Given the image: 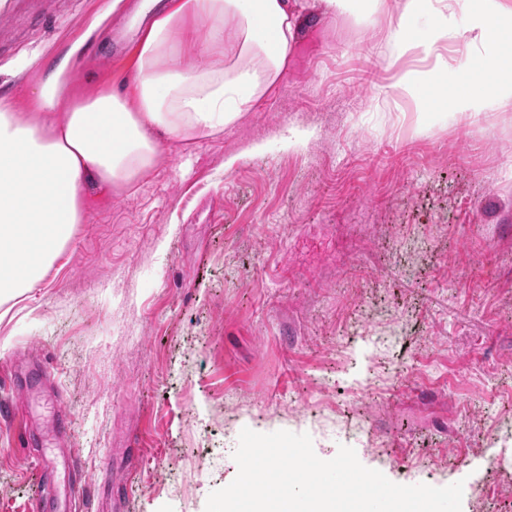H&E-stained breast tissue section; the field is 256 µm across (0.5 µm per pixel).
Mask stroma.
<instances>
[{
	"mask_svg": "<svg viewBox=\"0 0 512 512\" xmlns=\"http://www.w3.org/2000/svg\"><path fill=\"white\" fill-rule=\"evenodd\" d=\"M139 0H0V94L80 43L78 88L122 93ZM275 88L122 194L84 183V222L39 288L0 302V403L16 358L58 369L92 478L80 512H205L243 428L309 434L389 480L463 481L462 512H512V103L504 45L449 39L443 84L400 95V0L367 21L297 0ZM39 66L16 70L21 53ZM137 449L129 465L124 451ZM35 449L0 417V512H31ZM484 83L482 76L474 77L473 82L465 90H458L449 98L450 105L456 109L466 111L474 108L479 97L483 94Z\"/></svg>",
	"mask_w": 512,
	"mask_h": 512,
	"instance_id": "35a3bbf8",
	"label": "stroma"
}]
</instances>
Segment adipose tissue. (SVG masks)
I'll return each mask as SVG.
<instances>
[{
	"instance_id": "obj_1",
	"label": "adipose tissue",
	"mask_w": 512,
	"mask_h": 512,
	"mask_svg": "<svg viewBox=\"0 0 512 512\" xmlns=\"http://www.w3.org/2000/svg\"><path fill=\"white\" fill-rule=\"evenodd\" d=\"M138 10L147 24L125 94L95 87L70 95L82 60L74 43L32 87L30 111L0 99L1 298L39 284L76 236L86 179L107 189L131 187L157 165L158 134L192 141L237 123L276 85L297 29L288 0H141ZM424 11L434 15L435 29L417 39L410 21ZM455 24L448 0H401L392 52L415 53L430 67L406 71L396 88L413 92L447 70L441 48ZM228 28L235 33L229 46ZM188 53L198 58L189 68L182 64ZM214 54L223 65L211 63Z\"/></svg>"
}]
</instances>
